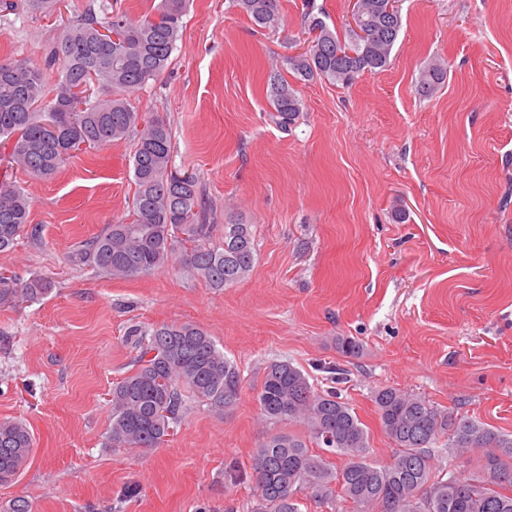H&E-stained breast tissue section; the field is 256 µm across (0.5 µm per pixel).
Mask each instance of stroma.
Wrapping results in <instances>:
<instances>
[{
    "mask_svg": "<svg viewBox=\"0 0 512 512\" xmlns=\"http://www.w3.org/2000/svg\"><path fill=\"white\" fill-rule=\"evenodd\" d=\"M228 2L190 0L171 74L134 100L168 123L172 165L199 178L215 223L251 225L254 267L213 288L176 262L127 279L76 262L79 241L129 214V143L77 152L48 179L17 173L41 240L20 237L0 270L54 288L0 307V421L24 419L35 437L0 508L23 497L32 512H252L251 455L280 430L257 401L275 360L321 389L329 366L345 369L341 394L380 464L394 452L381 386L512 435V0H401L390 65L349 88L299 82L288 131L267 81L304 48L303 0H280L274 30ZM86 3L0 25V58L43 65ZM439 57L448 79L424 96ZM182 322L240 369L237 406L193 405L155 448L107 446L109 393L135 355L128 327ZM340 336L361 354L338 352Z\"/></svg>",
    "mask_w": 512,
    "mask_h": 512,
    "instance_id": "1",
    "label": "stroma"
}]
</instances>
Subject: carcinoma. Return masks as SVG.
<instances>
[{"label":"carcinoma","mask_w":512,"mask_h":512,"mask_svg":"<svg viewBox=\"0 0 512 512\" xmlns=\"http://www.w3.org/2000/svg\"><path fill=\"white\" fill-rule=\"evenodd\" d=\"M60 0H0V16L18 8L50 16ZM189 0H159L154 13L131 19L122 4L90 0L76 23L51 48L44 70L24 61L0 60V140L10 145L11 165L37 177H51L82 147L132 143L135 192L131 219L110 224L83 241L74 259L111 279L151 274L181 256L185 271L213 288L244 279L252 270L256 244L251 225L232 220L208 223L211 203L199 179L172 170L171 129L159 117H145L131 96L157 80L171 65ZM229 7L260 29L282 24L280 0H230ZM303 25L312 35L307 50L284 58L283 69L297 81L314 78L345 87L366 71L386 68L399 37L402 17L370 14L365 39L339 33L304 0ZM112 33L104 40L102 31ZM448 77V66L433 64L420 88L430 94ZM267 94L272 118L283 130L299 119L301 100L292 82L278 74ZM27 235L41 241L30 223L28 196L8 179L0 181V251ZM52 290L40 276L22 280L0 272V306L39 299ZM138 354L134 370L112 386V448H155L171 435L191 404L220 411L240 398L239 368L213 337L191 323L129 330ZM336 348L356 357L362 345L348 336ZM260 415L270 424H298L305 434L277 432L252 454L259 491L254 512H300L297 494L309 490L328 503L354 504L356 512H512V436L441 409L425 397L392 386L375 390L383 432L394 445L391 460L370 459V438L351 406L333 387L318 390L288 360L273 361L257 394ZM448 437V456L478 455V474L465 477L435 466L434 445ZM326 448L313 454L309 443ZM33 435L20 419L0 421V485L28 463ZM346 458L338 468L328 460Z\"/></svg>","instance_id":"obj_1"}]
</instances>
